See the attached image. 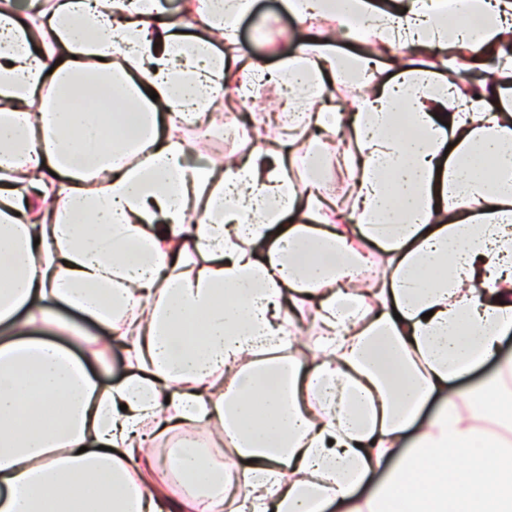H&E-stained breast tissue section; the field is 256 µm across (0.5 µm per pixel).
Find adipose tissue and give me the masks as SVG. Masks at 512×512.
I'll return each instance as SVG.
<instances>
[{"label":"adipose tissue","instance_id":"1","mask_svg":"<svg viewBox=\"0 0 512 512\" xmlns=\"http://www.w3.org/2000/svg\"><path fill=\"white\" fill-rule=\"evenodd\" d=\"M282 5L300 30L328 18L379 54L443 51L441 68L404 69L341 113L320 106L325 81L361 58L309 38L269 72L190 35L237 43L255 0L0 14V512H212L227 497L233 512H454L436 473L477 447L512 458V415L488 407L512 398V0ZM479 10L489 22L467 28ZM488 69L494 89L464 77ZM268 73L346 134L348 223L325 220L330 196L296 185L282 152L189 165L160 135L161 115H203L226 76L247 96ZM77 98L98 110L73 111ZM364 241L385 265L368 288ZM193 251L202 263L181 274ZM57 305L107 335L60 322ZM307 308L318 335L290 352ZM117 341L130 372L113 385ZM273 348L288 368L265 386L253 359ZM213 422L236 440L235 482L189 437ZM172 432L169 459L149 452Z\"/></svg>","mask_w":512,"mask_h":512}]
</instances>
